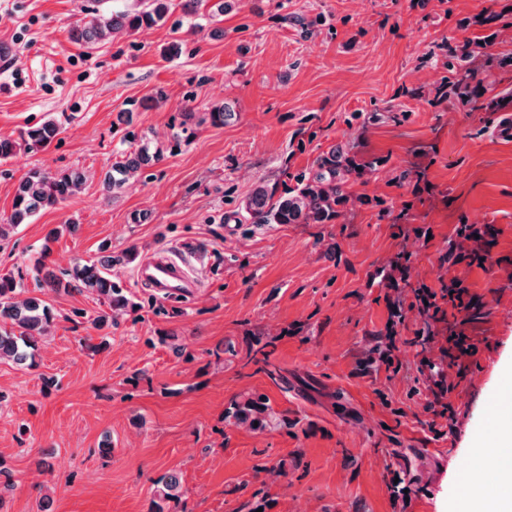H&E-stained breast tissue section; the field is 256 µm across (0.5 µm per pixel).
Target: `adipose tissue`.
I'll use <instances>...</instances> for the list:
<instances>
[{
    "label": "adipose tissue",
    "mask_w": 512,
    "mask_h": 512,
    "mask_svg": "<svg viewBox=\"0 0 512 512\" xmlns=\"http://www.w3.org/2000/svg\"><path fill=\"white\" fill-rule=\"evenodd\" d=\"M471 472L492 471L484 492L466 491L463 512H512V390L502 393L499 417L490 441L477 446L470 459Z\"/></svg>",
    "instance_id": "1"
}]
</instances>
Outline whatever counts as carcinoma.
<instances>
[{
	"label": "carcinoma",
	"mask_w": 512,
	"mask_h": 512,
	"mask_svg": "<svg viewBox=\"0 0 512 512\" xmlns=\"http://www.w3.org/2000/svg\"><path fill=\"white\" fill-rule=\"evenodd\" d=\"M173 0H134L122 4L112 0V5L95 10L92 21L70 31L73 42L91 48L118 34L134 33L150 29L166 22ZM184 15L193 19L213 20L229 9L226 0H182ZM477 55L476 45L465 41L453 51L455 63L447 83L439 89L440 97L458 100L472 111L496 112L507 97L486 99L484 89L476 82L473 63ZM234 112L224 103H218L196 116L188 109L181 121L173 126L171 144L174 147L191 143L197 127L208 124L222 127L230 123ZM59 133L53 119L30 126L20 139L0 137V160L5 161L17 150L40 151L46 149ZM133 150L121 155L106 171L102 190L106 198L113 199L117 190L134 175L158 164L163 159V148L145 134L127 133ZM376 162L364 165L356 162L350 150L339 145L321 153L312 165L292 177L293 184L284 191L274 185H256L243 202L241 217L248 224H334L344 216L350 202L347 186L350 178L359 170L372 168ZM85 175L76 170H62L54 174L39 168L30 170L17 186L11 214L0 221V242L9 238L12 230L38 212L56 207L73 195L83 184ZM104 256L97 262L76 266L63 273V277L49 276L41 287L57 292L88 293L104 306L95 324L99 328L112 325V314L137 308L125 292L118 276L112 274L115 266L130 261L137 255L131 246L114 256L108 248H102ZM26 289L8 274L0 275V362L3 360L22 364L35 356L39 345L46 342L53 321L52 309L37 297L24 296ZM224 418H235L258 428L270 422L265 396L253 394L246 400L234 402L224 410ZM182 495V485L175 474L164 475L156 482L155 500L151 512H165V505L177 501Z\"/></svg>",
	"instance_id": "cac0c4a2"
}]
</instances>
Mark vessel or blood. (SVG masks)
<instances>
[{"instance_id": "b4317fda", "label": "vessel or blood", "mask_w": 512, "mask_h": 512, "mask_svg": "<svg viewBox=\"0 0 512 512\" xmlns=\"http://www.w3.org/2000/svg\"><path fill=\"white\" fill-rule=\"evenodd\" d=\"M135 280L151 295L166 301H185L200 289V280L190 261L166 249L141 261L135 270Z\"/></svg>"}]
</instances>
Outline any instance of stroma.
Here are the masks:
<instances>
[{
    "instance_id": "obj_1",
    "label": "stroma",
    "mask_w": 512,
    "mask_h": 512,
    "mask_svg": "<svg viewBox=\"0 0 512 512\" xmlns=\"http://www.w3.org/2000/svg\"><path fill=\"white\" fill-rule=\"evenodd\" d=\"M94 8L0 0V39L16 47L0 68V137L59 126L48 148L0 161V219L29 170L86 176L0 247V274L55 313L34 364L0 363V468L14 483L0 512H151L170 472L184 495L166 512H461L460 472L512 388V139L496 133L499 113L437 92L449 45L512 54V0H240L214 34L174 29L177 8L87 49L70 31ZM487 9L498 23H483ZM289 13L323 23L306 34ZM176 38L181 56L165 58ZM216 102L230 124L198 127L104 197L100 178L128 147L119 113L163 143L184 108ZM334 144L378 162L353 177L359 201L336 223H238L255 183L286 186ZM401 212L410 225L393 223ZM464 224L494 237L461 241ZM456 243L484 262L449 261ZM104 244L189 256L203 286L168 303L137 286L135 263L117 267L138 308L97 329L98 302L38 288L33 264L47 251L59 276ZM401 251L408 263L389 269ZM452 280L478 307L457 315L476 347L458 363L447 321L414 342V288ZM258 337L277 378L248 362ZM252 393L275 417L262 430L224 417Z\"/></svg>"
}]
</instances>
